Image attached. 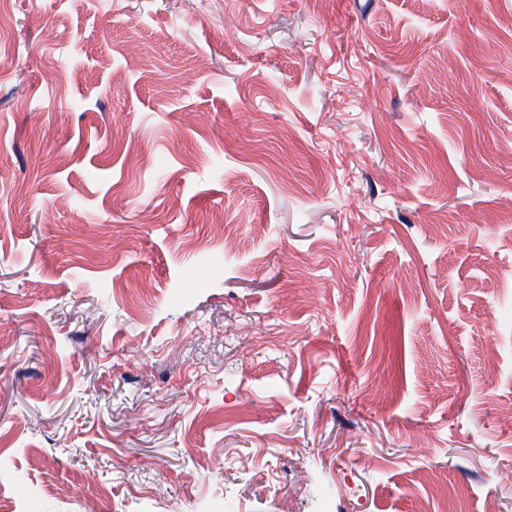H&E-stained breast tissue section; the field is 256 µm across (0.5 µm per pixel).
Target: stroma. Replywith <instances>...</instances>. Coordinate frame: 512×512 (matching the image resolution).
<instances>
[{
	"instance_id": "stroma-1",
	"label": "stroma",
	"mask_w": 512,
	"mask_h": 512,
	"mask_svg": "<svg viewBox=\"0 0 512 512\" xmlns=\"http://www.w3.org/2000/svg\"><path fill=\"white\" fill-rule=\"evenodd\" d=\"M508 405L512 0H12L0 512H512Z\"/></svg>"
}]
</instances>
